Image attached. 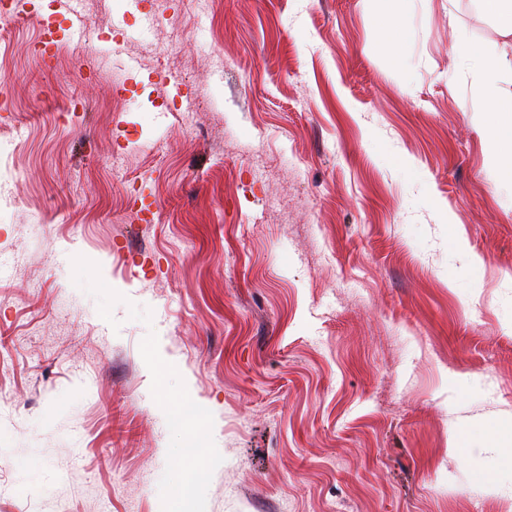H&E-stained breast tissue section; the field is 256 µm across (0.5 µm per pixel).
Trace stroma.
I'll return each instance as SVG.
<instances>
[{"mask_svg": "<svg viewBox=\"0 0 512 512\" xmlns=\"http://www.w3.org/2000/svg\"><path fill=\"white\" fill-rule=\"evenodd\" d=\"M393 9L0 15V512H512V180L459 54L512 36L411 0L392 52Z\"/></svg>", "mask_w": 512, "mask_h": 512, "instance_id": "35a3bbf8", "label": "stroma"}]
</instances>
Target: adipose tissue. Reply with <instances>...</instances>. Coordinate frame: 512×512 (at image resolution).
Masks as SVG:
<instances>
[{
    "label": "adipose tissue",
    "mask_w": 512,
    "mask_h": 512,
    "mask_svg": "<svg viewBox=\"0 0 512 512\" xmlns=\"http://www.w3.org/2000/svg\"><path fill=\"white\" fill-rule=\"evenodd\" d=\"M462 59L474 70L475 90L486 112L500 114L498 123L488 126L486 145L502 167L512 176V93L501 90L505 79H512V60L480 54L463 48Z\"/></svg>",
    "instance_id": "obj_1"
}]
</instances>
